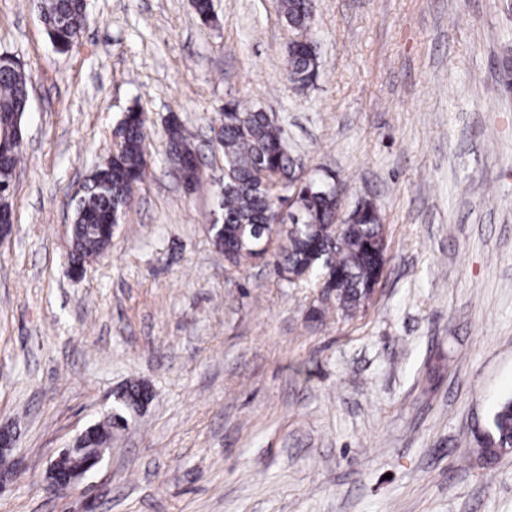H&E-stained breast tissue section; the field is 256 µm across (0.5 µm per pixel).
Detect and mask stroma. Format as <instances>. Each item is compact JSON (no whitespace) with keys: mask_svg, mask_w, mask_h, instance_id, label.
Returning <instances> with one entry per match:
<instances>
[{"mask_svg":"<svg viewBox=\"0 0 512 512\" xmlns=\"http://www.w3.org/2000/svg\"><path fill=\"white\" fill-rule=\"evenodd\" d=\"M507 0H314L320 66L297 89L280 0H88L56 51L32 0H0V54L32 83L0 243V512H512V452L473 434L512 394V11ZM267 112L305 170L386 228L354 317L210 242L226 102ZM148 167L105 256L72 274L73 200L125 110ZM200 181L167 155L169 116ZM151 393L75 488L46 472L118 391Z\"/></svg>","mask_w":512,"mask_h":512,"instance_id":"obj_1","label":"stroma"}]
</instances>
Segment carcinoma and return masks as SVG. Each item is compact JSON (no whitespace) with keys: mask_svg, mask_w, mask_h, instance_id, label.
<instances>
[{"mask_svg":"<svg viewBox=\"0 0 512 512\" xmlns=\"http://www.w3.org/2000/svg\"><path fill=\"white\" fill-rule=\"evenodd\" d=\"M42 19L58 51L72 49L71 37L81 31L86 18L84 0H40ZM286 22L303 32L311 26L313 0H282ZM288 79L300 86L310 82L309 74L319 59L305 41L288 47ZM30 79L24 69L12 62H0V129H13L26 111ZM224 151L227 168L234 180L224 181L219 209L224 234L210 235L214 248L232 257L241 266L258 257L266 240L265 229L276 218L282 204L271 195L253 173L263 168L279 184H295L293 208L299 219L294 224L278 225L279 251L272 260L277 273L290 283L326 286L336 295L339 308L354 315L367 306L387 262L384 224L378 209L369 205L348 215V223L336 232V198L306 183L298 182L303 165L288 151L281 128L267 113L229 103L220 114L214 131ZM116 135L123 139V150L95 168L84 194L74 207L72 228L73 269L80 271L88 259L104 255L112 244V215H121L129 205L134 187L145 175V119L137 109L124 114ZM168 153L184 167L185 182H198L196 155L190 133L177 120L166 128ZM23 155L22 147L7 156L0 155V204L10 197L12 176ZM143 387L132 384L120 393L112 413L90 426L84 435L85 447L112 442V434L127 429L126 414L139 407ZM477 457L487 465L499 458V450L512 448V395L504 397L491 414L482 432L474 433Z\"/></svg>","mask_w":512,"mask_h":512,"instance_id":"1","label":"carcinoma"}]
</instances>
